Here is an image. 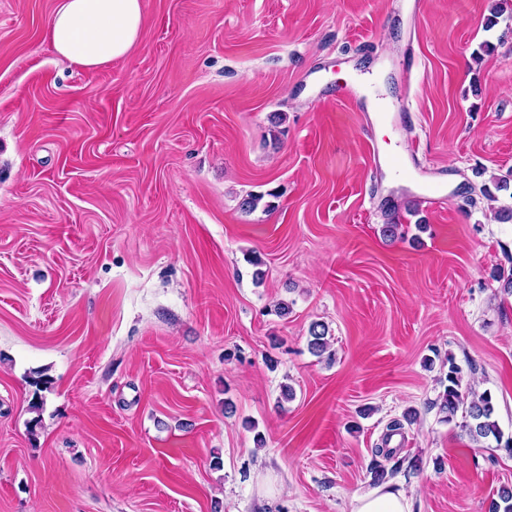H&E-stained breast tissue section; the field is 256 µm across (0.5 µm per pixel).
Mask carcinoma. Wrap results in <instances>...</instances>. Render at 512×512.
Instances as JSON below:
<instances>
[{
  "label": "carcinoma",
  "mask_w": 512,
  "mask_h": 512,
  "mask_svg": "<svg viewBox=\"0 0 512 512\" xmlns=\"http://www.w3.org/2000/svg\"><path fill=\"white\" fill-rule=\"evenodd\" d=\"M329 329L322 322H314L309 327L308 347L314 355L322 356L330 346ZM447 385L442 394L440 403L441 412L451 421L459 409H464L466 421L462 428L472 441L479 442L489 437L501 439V431L494 418L495 405L490 391L481 393L474 391L463 394L461 392L460 370L456 366L448 368ZM490 512H512V489H502L498 499L491 502Z\"/></svg>",
  "instance_id": "carcinoma-1"
}]
</instances>
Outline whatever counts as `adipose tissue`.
I'll return each instance as SVG.
<instances>
[{"mask_svg": "<svg viewBox=\"0 0 512 512\" xmlns=\"http://www.w3.org/2000/svg\"><path fill=\"white\" fill-rule=\"evenodd\" d=\"M142 0H59L50 24L55 51L72 64L96 69L124 59L139 42ZM351 512H412L400 487L386 484L354 494Z\"/></svg>", "mask_w": 512, "mask_h": 512, "instance_id": "obj_1", "label": "adipose tissue"}]
</instances>
